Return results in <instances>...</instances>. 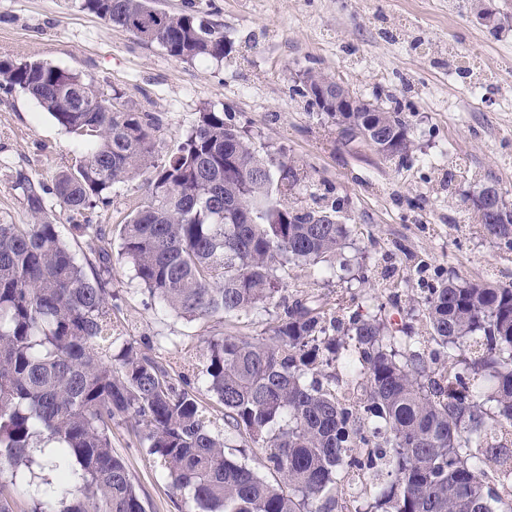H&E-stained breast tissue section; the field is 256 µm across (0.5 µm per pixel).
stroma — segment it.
<instances>
[{
  "mask_svg": "<svg viewBox=\"0 0 512 512\" xmlns=\"http://www.w3.org/2000/svg\"><path fill=\"white\" fill-rule=\"evenodd\" d=\"M224 26L221 60L181 61L164 49L83 11L81 0H0V57L40 60L93 79L105 95L159 120L153 156L165 155L207 109L223 111L260 153L305 174L293 202L338 205L351 229L340 258L367 267L368 284L318 276L306 267L282 275L279 303L303 292L336 308L351 295L378 296L391 319L414 307L415 268L512 282V253L483 232L472 200L487 186L512 201V24L490 30L472 0H153ZM340 80L354 93L396 98L414 142L408 162L346 142L302 97L307 73ZM79 142L28 93L0 86V224H26L18 182L52 185L79 158ZM150 170L112 191L109 208L71 215L54 196L46 207L63 236L71 224L120 227L146 195ZM406 252L386 259L393 243ZM112 333L150 357L175 361L213 336H257L279 310L236 319L186 322L151 305L129 265L112 270ZM397 306H389L390 293ZM147 512H193L139 446L133 424L112 428Z\"/></svg>",
  "mask_w": 512,
  "mask_h": 512,
  "instance_id": "obj_1",
  "label": "stroma"
}]
</instances>
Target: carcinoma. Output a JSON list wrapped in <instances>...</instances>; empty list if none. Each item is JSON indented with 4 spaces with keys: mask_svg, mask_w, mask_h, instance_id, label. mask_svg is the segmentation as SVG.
I'll return each instance as SVG.
<instances>
[{
    "mask_svg": "<svg viewBox=\"0 0 512 512\" xmlns=\"http://www.w3.org/2000/svg\"><path fill=\"white\" fill-rule=\"evenodd\" d=\"M81 8L182 61L222 59L223 26L149 0H82ZM27 91L59 126L80 134L83 163L52 193L73 213L110 203L115 185L153 168L148 192L119 230L74 224L79 256L25 181L28 224H0V512L9 486L47 458L28 512H147L112 447L119 419L199 512H512V283L458 275L421 281L398 324L376 311L331 310L309 294L264 336L211 338L198 358L224 425L265 452L270 480L225 452L189 382L112 335V261L128 263L152 304L187 321L231 319L275 302L281 272L340 252L350 228L336 207L298 208L303 178L274 163L224 113H201L161 162L154 118L102 101L91 80L47 62L0 60V85ZM78 89L85 108L71 107ZM327 113L332 123L380 125L373 147L407 157L396 106ZM483 231L512 251V210ZM420 323L424 334L415 332Z\"/></svg>",
    "mask_w": 512,
    "mask_h": 512,
    "instance_id": "carcinoma-1",
    "label": "carcinoma"
}]
</instances>
